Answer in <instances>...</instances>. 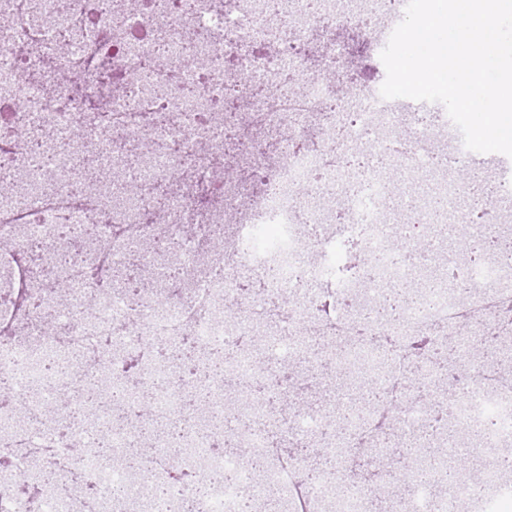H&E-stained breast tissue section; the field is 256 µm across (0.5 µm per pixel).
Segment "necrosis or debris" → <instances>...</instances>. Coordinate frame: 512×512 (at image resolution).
I'll list each match as a JSON object with an SVG mask.
<instances>
[{
	"label": "necrosis or debris",
	"mask_w": 512,
	"mask_h": 512,
	"mask_svg": "<svg viewBox=\"0 0 512 512\" xmlns=\"http://www.w3.org/2000/svg\"><path fill=\"white\" fill-rule=\"evenodd\" d=\"M292 4L287 16L265 0H0V237L12 243L0 251L11 295L0 438L14 448L0 512H129L143 496L150 512H243L278 497L288 512H363L374 488L354 471L360 454L394 488L393 512L512 503V472L488 454L512 448V253L439 257L462 224L476 246L499 238L512 184L474 220L424 136L399 134L405 114L325 88L301 95L285 79L301 50L289 20L324 14L372 36L368 17H387L392 0ZM231 129L245 165L228 175L217 161ZM266 224L278 235L263 246ZM32 248L51 277L30 272ZM452 270L462 292L448 288ZM451 332L447 372L413 394L418 337L431 351ZM227 348L234 358L215 368ZM356 364L373 399L350 395ZM102 374L111 390L86 401ZM262 382L266 396L248 401ZM196 388L203 418L184 406ZM386 428L417 449L425 484L397 486ZM463 435L478 465L453 475ZM308 442L333 461L316 482L294 454ZM134 446L146 451L136 476L121 461ZM203 469L214 479L200 496ZM47 470L74 477L68 493H19L16 472Z\"/></svg>",
	"instance_id": "1"
}]
</instances>
